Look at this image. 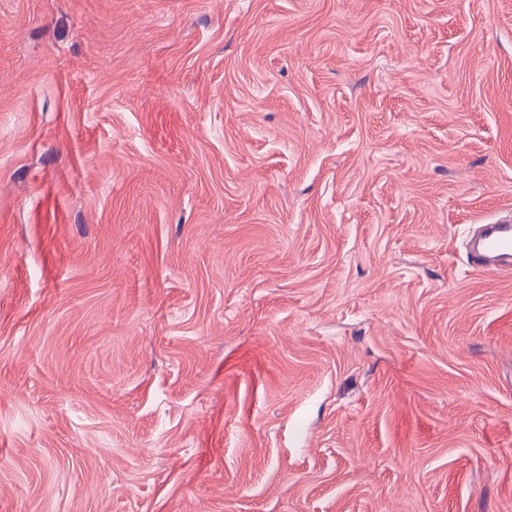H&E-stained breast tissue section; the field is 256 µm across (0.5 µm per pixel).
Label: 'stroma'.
<instances>
[{
  "label": "stroma",
  "instance_id": "35a3bbf8",
  "mask_svg": "<svg viewBox=\"0 0 512 512\" xmlns=\"http://www.w3.org/2000/svg\"><path fill=\"white\" fill-rule=\"evenodd\" d=\"M512 0H0V512H512ZM479 248L473 252L474 262L487 266L488 258L496 261L497 270H511L512 263V224H482Z\"/></svg>",
  "mask_w": 512,
  "mask_h": 512
}]
</instances>
